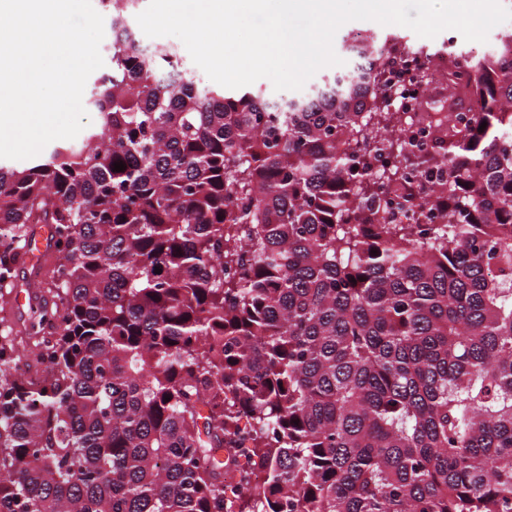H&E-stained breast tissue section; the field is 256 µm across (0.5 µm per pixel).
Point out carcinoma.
<instances>
[{
	"mask_svg": "<svg viewBox=\"0 0 512 512\" xmlns=\"http://www.w3.org/2000/svg\"><path fill=\"white\" fill-rule=\"evenodd\" d=\"M142 2L98 0L100 123L0 163V289L33 225L56 256L32 344L0 319V512H224L241 471L233 512H512V36L430 51L470 116L423 99L427 143L398 36L272 99L142 45ZM434 69V59L420 52L400 50L395 55V64L384 77L385 82L397 91L395 106L400 112H406L405 133L415 135L427 127L416 106L426 90L421 76Z\"/></svg>",
	"mask_w": 512,
	"mask_h": 512,
	"instance_id": "1",
	"label": "carcinoma"
}]
</instances>
